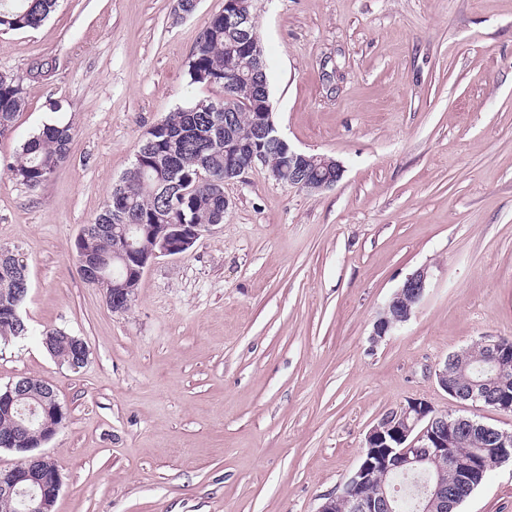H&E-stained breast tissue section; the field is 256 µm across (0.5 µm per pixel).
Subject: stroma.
Returning a JSON list of instances; mask_svg holds the SVG:
<instances>
[{
	"instance_id": "stroma-1",
	"label": "stroma",
	"mask_w": 512,
	"mask_h": 512,
	"mask_svg": "<svg viewBox=\"0 0 512 512\" xmlns=\"http://www.w3.org/2000/svg\"><path fill=\"white\" fill-rule=\"evenodd\" d=\"M176 5L59 0L38 29L0 32V73L25 97L0 136V246L30 278L0 387L41 380L67 413L44 446L55 512H317L412 400L512 430L433 375L481 337L512 339V0H253L279 131L343 178L309 192L256 166L225 182L223 223L156 260L118 313L75 239L147 131L224 95L187 75L224 0ZM48 124L71 126L69 156L32 188L7 166ZM421 268L425 298L372 342ZM53 329L85 341L82 368L43 347ZM459 512H512V460Z\"/></svg>"
}]
</instances>
